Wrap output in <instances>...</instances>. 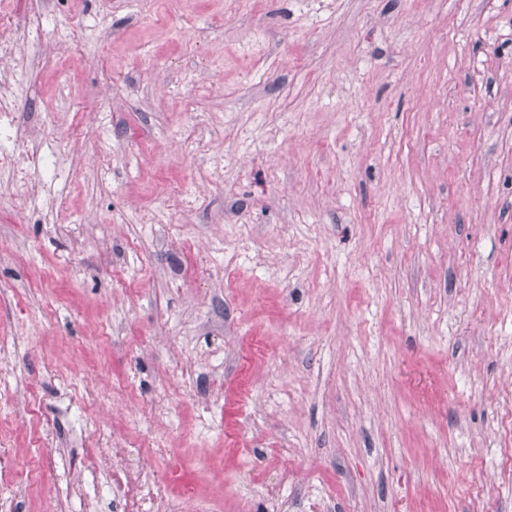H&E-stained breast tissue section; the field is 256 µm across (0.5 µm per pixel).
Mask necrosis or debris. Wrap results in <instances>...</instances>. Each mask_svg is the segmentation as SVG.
I'll use <instances>...</instances> for the list:
<instances>
[{"label":"necrosis or debris","mask_w":512,"mask_h":512,"mask_svg":"<svg viewBox=\"0 0 512 512\" xmlns=\"http://www.w3.org/2000/svg\"><path fill=\"white\" fill-rule=\"evenodd\" d=\"M91 440L93 446L78 467L54 468L58 487L66 495L87 505L98 492H105L117 512H184L186 495L166 494L170 475L151 464L165 456V449L127 446L104 431L92 434Z\"/></svg>","instance_id":"1"}]
</instances>
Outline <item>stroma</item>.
Here are the masks:
<instances>
[{"label":"stroma","mask_w":512,"mask_h":512,"mask_svg":"<svg viewBox=\"0 0 512 512\" xmlns=\"http://www.w3.org/2000/svg\"><path fill=\"white\" fill-rule=\"evenodd\" d=\"M0 447L86 424L217 512H512V0H0ZM14 20L0 15V63L12 58L17 52L16 30ZM11 109L5 106L4 115L0 114V165L15 166L17 165V158L14 152L10 149V144L13 143L17 136L14 126L12 124L9 113ZM7 144L4 148L3 145Z\"/></svg>","instance_id":"obj_1"}]
</instances>
